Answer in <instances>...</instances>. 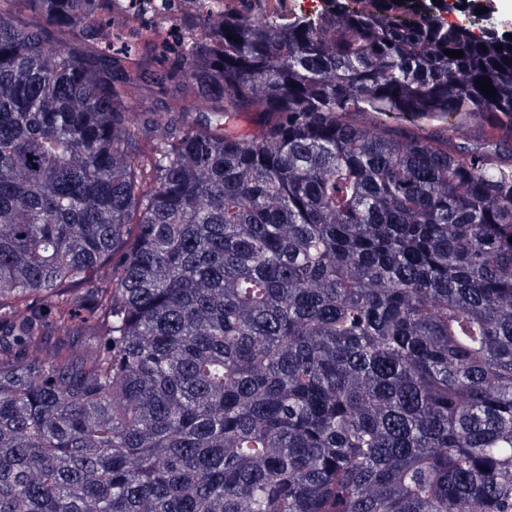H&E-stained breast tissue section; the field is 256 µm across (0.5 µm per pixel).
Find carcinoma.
<instances>
[{"label": "carcinoma", "mask_w": 512, "mask_h": 512, "mask_svg": "<svg viewBox=\"0 0 512 512\" xmlns=\"http://www.w3.org/2000/svg\"><path fill=\"white\" fill-rule=\"evenodd\" d=\"M17 2L0 512H512L506 30L444 0H179L174 28L173 0ZM126 14L153 39L101 44Z\"/></svg>", "instance_id": "cac0c4a2"}]
</instances>
